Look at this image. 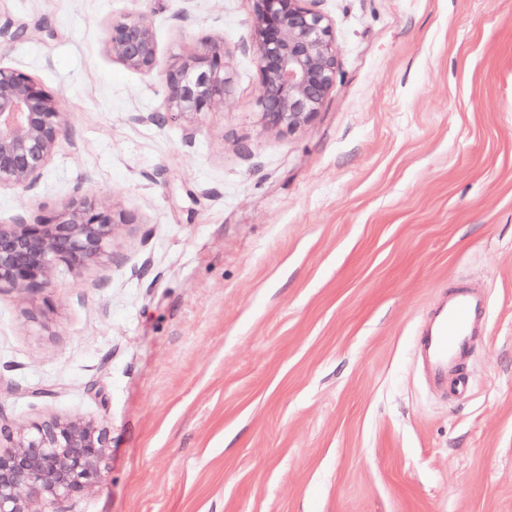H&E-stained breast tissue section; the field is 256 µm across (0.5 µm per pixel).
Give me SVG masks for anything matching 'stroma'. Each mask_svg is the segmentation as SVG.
<instances>
[{
	"instance_id": "obj_1",
	"label": "stroma",
	"mask_w": 512,
	"mask_h": 512,
	"mask_svg": "<svg viewBox=\"0 0 512 512\" xmlns=\"http://www.w3.org/2000/svg\"><path fill=\"white\" fill-rule=\"evenodd\" d=\"M308 4L337 80L288 133L260 121L249 0H0V65L69 117L0 224L83 195L138 218L106 266L0 290V420L109 432L64 512H512V0ZM135 12L160 69L223 42L222 110L154 122L159 73L105 43ZM458 284L488 303L463 400L414 361Z\"/></svg>"
}]
</instances>
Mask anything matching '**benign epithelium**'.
<instances>
[{"label": "benign epithelium", "instance_id": "obj_1", "mask_svg": "<svg viewBox=\"0 0 512 512\" xmlns=\"http://www.w3.org/2000/svg\"><path fill=\"white\" fill-rule=\"evenodd\" d=\"M257 106L271 129L296 131L318 113L336 86L333 28L308 0H250ZM112 58L144 74L158 66L153 28L141 14L112 18L106 32ZM169 123L224 108L233 77L224 44L206 41L189 56H172L162 72ZM67 131V117L45 85L0 65V190L31 187ZM134 217L84 196L46 219L0 224V288L55 287L57 269L102 265L115 229ZM110 451L103 423L51 417L14 427L0 422V512H59L78 493L104 484Z\"/></svg>", "mask_w": 512, "mask_h": 512}]
</instances>
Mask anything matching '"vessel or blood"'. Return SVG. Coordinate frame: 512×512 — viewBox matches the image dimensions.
Instances as JSON below:
<instances>
[{
	"label": "vessel or blood",
	"mask_w": 512,
	"mask_h": 512,
	"mask_svg": "<svg viewBox=\"0 0 512 512\" xmlns=\"http://www.w3.org/2000/svg\"><path fill=\"white\" fill-rule=\"evenodd\" d=\"M486 310L483 292L459 286L449 291L437 310L427 316L416 341L417 359L427 387L460 397L471 389L464 364L473 361L475 342Z\"/></svg>",
	"instance_id": "b4317fda"
}]
</instances>
